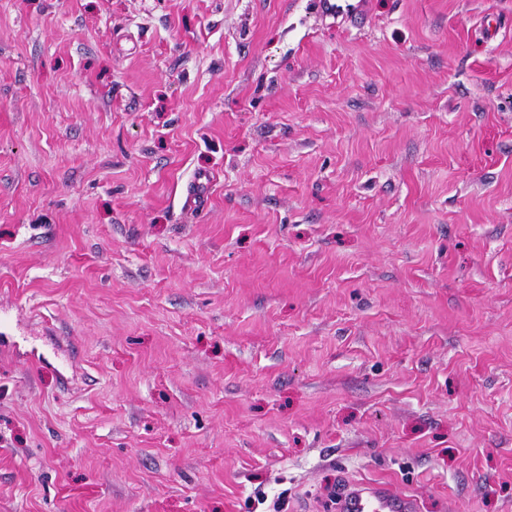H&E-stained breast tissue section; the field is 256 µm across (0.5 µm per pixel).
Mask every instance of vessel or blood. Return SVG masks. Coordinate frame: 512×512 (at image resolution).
I'll return each instance as SVG.
<instances>
[{"mask_svg": "<svg viewBox=\"0 0 512 512\" xmlns=\"http://www.w3.org/2000/svg\"><path fill=\"white\" fill-rule=\"evenodd\" d=\"M339 512H418L414 496L380 482L348 481L337 492Z\"/></svg>", "mask_w": 512, "mask_h": 512, "instance_id": "vessel-or-blood-1", "label": "vessel or blood"}]
</instances>
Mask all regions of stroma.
Returning <instances> with one entry per match:
<instances>
[{"label": "stroma", "mask_w": 512, "mask_h": 512, "mask_svg": "<svg viewBox=\"0 0 512 512\" xmlns=\"http://www.w3.org/2000/svg\"><path fill=\"white\" fill-rule=\"evenodd\" d=\"M368 2L0 0V512H512V0ZM340 512H417V499L380 482L347 481L337 492Z\"/></svg>", "instance_id": "stroma-1"}]
</instances>
